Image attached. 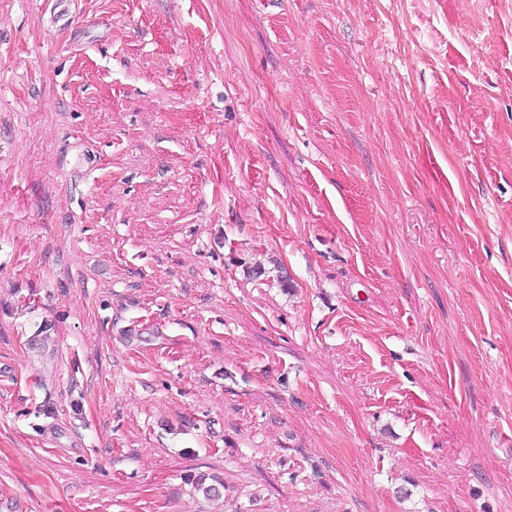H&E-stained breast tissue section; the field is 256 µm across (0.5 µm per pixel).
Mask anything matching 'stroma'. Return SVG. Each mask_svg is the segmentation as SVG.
Wrapping results in <instances>:
<instances>
[{"label": "stroma", "instance_id": "1", "mask_svg": "<svg viewBox=\"0 0 512 512\" xmlns=\"http://www.w3.org/2000/svg\"><path fill=\"white\" fill-rule=\"evenodd\" d=\"M2 365L0 512H512V0H0Z\"/></svg>", "mask_w": 512, "mask_h": 512}]
</instances>
